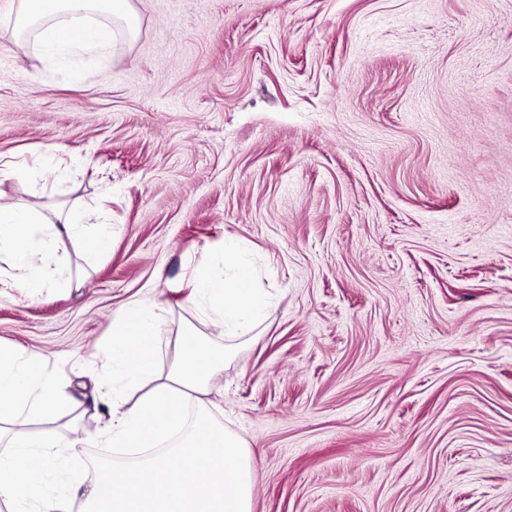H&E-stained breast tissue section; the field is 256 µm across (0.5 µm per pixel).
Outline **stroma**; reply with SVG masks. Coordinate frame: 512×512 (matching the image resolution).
Masks as SVG:
<instances>
[{
    "label": "stroma",
    "mask_w": 512,
    "mask_h": 512,
    "mask_svg": "<svg viewBox=\"0 0 512 512\" xmlns=\"http://www.w3.org/2000/svg\"><path fill=\"white\" fill-rule=\"evenodd\" d=\"M0 0V204L104 211L111 248L29 298L0 262V344L39 354L55 431L109 418L113 318L158 303L234 347L204 402L249 446L252 512H512V0H131L81 77ZM240 241L274 300L200 325L196 268Z\"/></svg>",
    "instance_id": "obj_1"
}]
</instances>
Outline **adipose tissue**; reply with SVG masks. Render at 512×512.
Returning <instances> with one entry per match:
<instances>
[{"instance_id":"1","label":"adipose tissue","mask_w":512,"mask_h":512,"mask_svg":"<svg viewBox=\"0 0 512 512\" xmlns=\"http://www.w3.org/2000/svg\"><path fill=\"white\" fill-rule=\"evenodd\" d=\"M114 19L134 28L130 0H18L12 25L18 37H33L42 54L68 67L78 51L111 42ZM65 238L79 240L92 261L109 248L112 227L74 212L54 223L34 203L0 207V254L20 271L28 295H37L47 282L36 266L38 255ZM221 260L224 271L199 269L194 292L202 316L231 330L262 317L268 299L254 288L236 242H225ZM63 401L61 383L46 373L42 356L0 345V434L8 436L7 448L0 451V503L7 512H69L60 495L66 480L64 459L57 453L62 442L55 431L28 427L33 418L54 422Z\"/></svg>"}]
</instances>
